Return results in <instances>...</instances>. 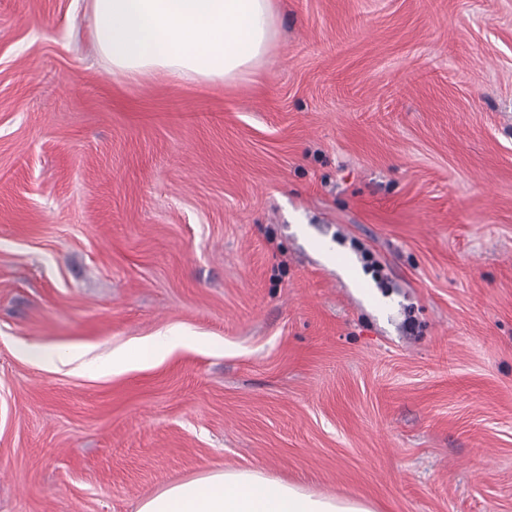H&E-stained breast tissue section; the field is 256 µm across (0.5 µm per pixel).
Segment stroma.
Wrapping results in <instances>:
<instances>
[{
    "label": "stroma",
    "instance_id": "obj_1",
    "mask_svg": "<svg viewBox=\"0 0 512 512\" xmlns=\"http://www.w3.org/2000/svg\"><path fill=\"white\" fill-rule=\"evenodd\" d=\"M274 5L244 77L132 83L84 0H0V512H512V0ZM184 341L182 336H156L130 346L128 349L112 354V369L121 370L130 362H150L157 359L163 352L172 350ZM136 512H376L361 500L310 493L259 470H216L142 499Z\"/></svg>",
    "mask_w": 512,
    "mask_h": 512
}]
</instances>
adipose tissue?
<instances>
[{
  "label": "adipose tissue",
  "mask_w": 512,
  "mask_h": 512,
  "mask_svg": "<svg viewBox=\"0 0 512 512\" xmlns=\"http://www.w3.org/2000/svg\"><path fill=\"white\" fill-rule=\"evenodd\" d=\"M96 50L113 73L137 81L233 82L260 64L275 35L272 0H87ZM157 336L112 357L150 362L180 345ZM136 512H375L361 500L310 493L259 470H216L142 499Z\"/></svg>",
  "instance_id": "ef3b65f1"
}]
</instances>
